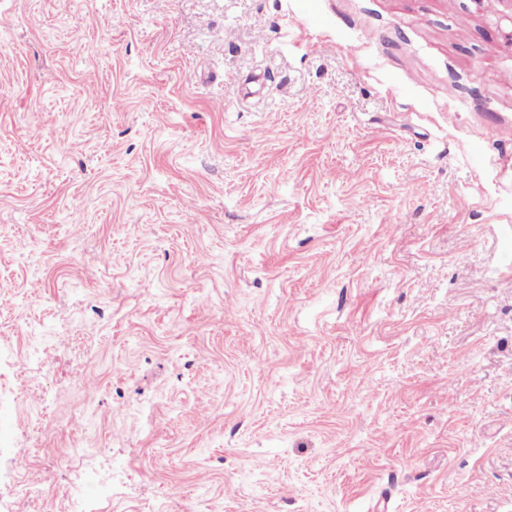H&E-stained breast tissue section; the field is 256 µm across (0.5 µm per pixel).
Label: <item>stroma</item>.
I'll return each mask as SVG.
<instances>
[{
  "label": "stroma",
  "instance_id": "stroma-1",
  "mask_svg": "<svg viewBox=\"0 0 512 512\" xmlns=\"http://www.w3.org/2000/svg\"><path fill=\"white\" fill-rule=\"evenodd\" d=\"M511 34L0 0V457L36 451L0 498L512 512Z\"/></svg>",
  "mask_w": 512,
  "mask_h": 512
}]
</instances>
